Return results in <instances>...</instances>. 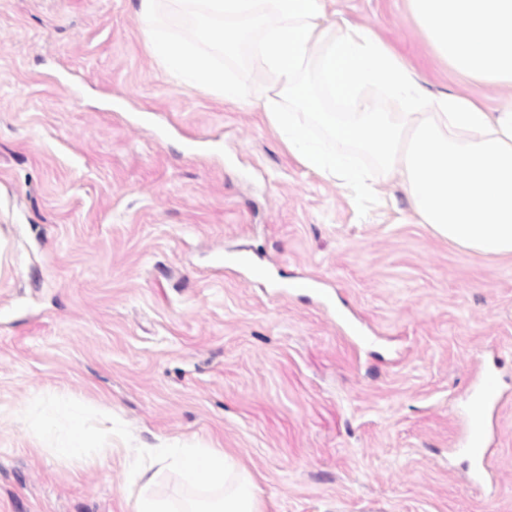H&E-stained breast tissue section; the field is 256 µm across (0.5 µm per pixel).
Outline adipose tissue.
<instances>
[{"label": "adipose tissue", "mask_w": 512, "mask_h": 512, "mask_svg": "<svg viewBox=\"0 0 512 512\" xmlns=\"http://www.w3.org/2000/svg\"><path fill=\"white\" fill-rule=\"evenodd\" d=\"M328 0H138L152 53L177 83L234 101L239 84L212 63L249 46L250 66L275 82L259 107L309 170L340 185L368 179L353 149L373 150L380 167L400 172L411 223L425 224L457 247L512 255V104L487 111L474 96L428 94L419 75L374 35L336 22ZM439 56L476 84L512 88V0H408ZM195 28V43L175 35ZM316 62L317 86L303 82ZM383 85L405 99L404 112H380L361 87ZM345 102L355 119L322 108ZM300 103L341 148L312 140L307 124L285 111Z\"/></svg>", "instance_id": "adipose-tissue-1"}]
</instances>
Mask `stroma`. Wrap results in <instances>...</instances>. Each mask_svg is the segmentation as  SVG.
<instances>
[{
	"instance_id": "1",
	"label": "stroma",
	"mask_w": 512,
	"mask_h": 512,
	"mask_svg": "<svg viewBox=\"0 0 512 512\" xmlns=\"http://www.w3.org/2000/svg\"><path fill=\"white\" fill-rule=\"evenodd\" d=\"M328 9L429 92L502 106L407 0ZM144 30L136 0H0V512H131L134 449L163 441L232 456L262 512H512V256L408 223L373 151L375 205L309 171L256 106L267 75L220 59L224 102L171 81ZM480 366L509 396L476 486L453 447ZM41 395L132 443L57 456L17 414Z\"/></svg>"
}]
</instances>
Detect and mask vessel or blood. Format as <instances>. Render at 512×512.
<instances>
[{
	"mask_svg": "<svg viewBox=\"0 0 512 512\" xmlns=\"http://www.w3.org/2000/svg\"><path fill=\"white\" fill-rule=\"evenodd\" d=\"M499 381L496 373L485 370L479 373L470 390V402L466 411V427L457 442L471 466L469 481L480 485L486 480L488 470L487 447L491 436L490 415L497 403Z\"/></svg>",
	"mask_w": 512,
	"mask_h": 512,
	"instance_id": "b4317fda",
	"label": "vessel or blood"
}]
</instances>
